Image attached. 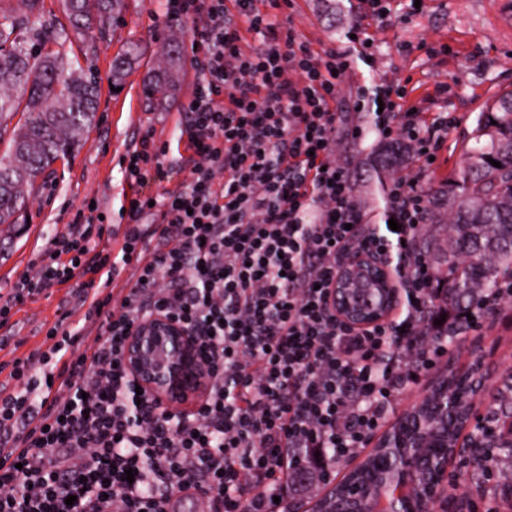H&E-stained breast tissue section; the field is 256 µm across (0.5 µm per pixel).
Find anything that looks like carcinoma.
Here are the masks:
<instances>
[{"label":"carcinoma","instance_id":"carcinoma-1","mask_svg":"<svg viewBox=\"0 0 512 512\" xmlns=\"http://www.w3.org/2000/svg\"><path fill=\"white\" fill-rule=\"evenodd\" d=\"M39 3L0 6V142L7 141L0 153L1 226L14 225L38 180L73 152L94 123L97 83L85 77L78 55H69L64 45L73 34L89 43L102 38L124 10V0H62L65 21L22 33ZM32 42L47 51L32 54ZM177 81L171 60L149 76L147 96L160 106L174 96ZM474 140L459 173L432 197L427 229L418 237L419 250L446 265L445 276H436L438 307L464 312L502 277L512 276V92L478 115ZM406 155L400 143L377 149L378 182L393 178ZM445 386L465 404L474 395L451 373L436 381V390ZM428 419V429L442 443L453 442L462 423L460 417L452 425L433 414Z\"/></svg>","mask_w":512,"mask_h":512}]
</instances>
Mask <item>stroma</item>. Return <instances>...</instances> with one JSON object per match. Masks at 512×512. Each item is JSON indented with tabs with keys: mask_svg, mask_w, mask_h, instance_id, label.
<instances>
[{
	"mask_svg": "<svg viewBox=\"0 0 512 512\" xmlns=\"http://www.w3.org/2000/svg\"><path fill=\"white\" fill-rule=\"evenodd\" d=\"M391 12L369 24L374 37L373 66L352 60L339 97L341 129L337 159L349 169L353 198L367 211L373 223H383L385 193L378 191L374 177L372 149L381 139L375 131L371 110L356 111L359 90L391 82L405 87L406 104L426 112H451L458 119L449 131L437 162L426 182L435 190L456 176L463 152L471 144V134L480 112L499 95L512 90V0H424L414 7L411 0H390ZM363 0H295L294 7L279 5L274 12L284 26L295 28L315 48L344 42ZM124 21L86 51L80 41L70 49L79 53L86 72L100 88L96 119L68 159L57 161L40 187L30 196L19 214L22 228L0 231V287L8 289L33 263L49 237L64 231L82 205L97 202L107 216L105 234L120 237L123 225L119 208L129 186L119 162L134 137L154 131L166 141L171 153L183 150L181 106L190 96L195 75L191 63V42L187 32L166 22L163 0H126ZM176 46L180 86L165 105L150 108L143 93V79L156 57L168 44ZM134 47L138 60L126 77L121 91H113L112 58L121 49ZM357 126L358 140L346 138L344 131ZM70 312L71 326H82L85 310L68 287L50 288L46 295L25 303L15 314L14 335L0 349V363L24 357L45 342V329L52 325L60 309ZM434 365L420 369L417 379L398 394L395 408L375 439H382L428 393L445 370L483 360L495 370L497 380L512 373V302L503 300L483 314L479 324L462 330ZM481 426L490 435L488 467L480 480H472L468 468L454 463L448 467V484L441 488L449 512H507L512 507V452L501 448L507 439L506 421L494 422L489 411L494 392L478 394Z\"/></svg>",
	"mask_w": 512,
	"mask_h": 512,
	"instance_id": "1",
	"label": "stroma"
}]
</instances>
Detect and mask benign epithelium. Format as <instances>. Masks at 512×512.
Listing matches in <instances>:
<instances>
[{
  "instance_id": "obj_1",
  "label": "benign epithelium",
  "mask_w": 512,
  "mask_h": 512,
  "mask_svg": "<svg viewBox=\"0 0 512 512\" xmlns=\"http://www.w3.org/2000/svg\"><path fill=\"white\" fill-rule=\"evenodd\" d=\"M401 288L389 262L361 249L350 250L339 266L332 284L331 303L346 324L366 329L387 320L399 303ZM124 362L135 383L160 406L177 410L197 395L206 381V368L190 331L170 317L155 315L137 323L128 336ZM464 377L476 390L491 379L476 363ZM386 453L366 468L364 479L348 485L336 497L335 512H423L421 496L415 491L417 478L426 483L429 495L448 481V463L468 461L474 448L469 439L456 441L453 448H432L421 437L407 448L401 439L382 438Z\"/></svg>"
}]
</instances>
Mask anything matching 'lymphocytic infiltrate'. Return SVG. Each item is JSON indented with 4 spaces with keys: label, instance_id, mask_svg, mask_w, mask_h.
<instances>
[{
    "label": "lymphocytic infiltrate",
    "instance_id": "f902f5d3",
    "mask_svg": "<svg viewBox=\"0 0 512 512\" xmlns=\"http://www.w3.org/2000/svg\"><path fill=\"white\" fill-rule=\"evenodd\" d=\"M191 22L194 89L182 106L185 153L153 132L121 161L131 188L118 241L99 208L77 211L31 273L0 302V343L15 308L74 284L82 328L56 322L51 344L0 373V512H170L207 495L210 512L288 505L297 461L335 465L364 448L401 387L433 364L421 342L433 273L416 249L429 208L423 183L456 117L408 113L403 90L380 94L378 134L416 145L418 175L395 178L370 223L336 157L345 47L315 49L283 30L261 0H165ZM261 36L247 46V34ZM176 189L146 187L167 167ZM383 256L404 302L387 322L355 329L329 295L350 248ZM132 270V287L113 283ZM187 327L208 372L204 398L173 412L136 393L123 362L134 324L154 315ZM134 478H127V470ZM189 177L188 169H181L177 166L167 168L161 177L150 181L146 191L153 194H161L164 190L175 189L186 179H189Z\"/></svg>",
    "mask_w": 512,
    "mask_h": 512
}]
</instances>
